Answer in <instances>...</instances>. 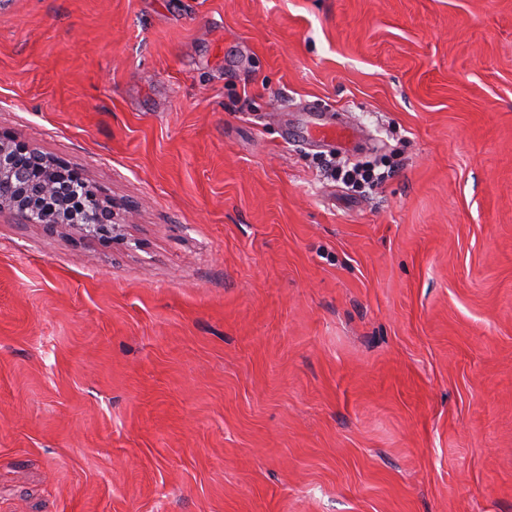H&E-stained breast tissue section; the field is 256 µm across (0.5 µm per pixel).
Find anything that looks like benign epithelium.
Instances as JSON below:
<instances>
[{"instance_id":"1","label":"benign epithelium","mask_w":512,"mask_h":512,"mask_svg":"<svg viewBox=\"0 0 512 512\" xmlns=\"http://www.w3.org/2000/svg\"><path fill=\"white\" fill-rule=\"evenodd\" d=\"M81 239L123 240L130 214H117L79 172L12 136L0 135V213Z\"/></svg>"}]
</instances>
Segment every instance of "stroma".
Masks as SVG:
<instances>
[{
	"instance_id": "stroma-1",
	"label": "stroma",
	"mask_w": 512,
	"mask_h": 512,
	"mask_svg": "<svg viewBox=\"0 0 512 512\" xmlns=\"http://www.w3.org/2000/svg\"><path fill=\"white\" fill-rule=\"evenodd\" d=\"M1 133L136 213L0 216V512H512V0H5ZM331 163V174L334 178L342 181L345 185L355 187L361 184L377 185L382 183L388 175V172L382 171L376 165H364L345 163H336L335 157Z\"/></svg>"
}]
</instances>
